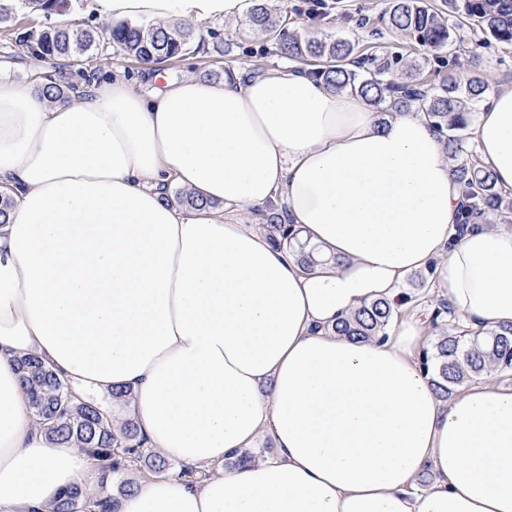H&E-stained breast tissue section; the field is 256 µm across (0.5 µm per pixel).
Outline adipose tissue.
Segmentation results:
<instances>
[{"mask_svg":"<svg viewBox=\"0 0 512 512\" xmlns=\"http://www.w3.org/2000/svg\"><path fill=\"white\" fill-rule=\"evenodd\" d=\"M96 2L161 25L248 7ZM473 135L512 191V87ZM0 196V512L99 494L89 457L33 421L17 365L31 353L83 398L130 391L123 417L147 447L209 473L138 481L118 512H512V386L443 400L416 358L419 322L366 342L335 329L417 272L469 326L512 325V226L457 230L454 165L424 112L379 119L298 69L144 92L115 78L68 103L0 75ZM272 206L336 263L303 270L234 217ZM264 436L276 459L229 467Z\"/></svg>","mask_w":512,"mask_h":512,"instance_id":"adipose-tissue-1","label":"adipose tissue"}]
</instances>
